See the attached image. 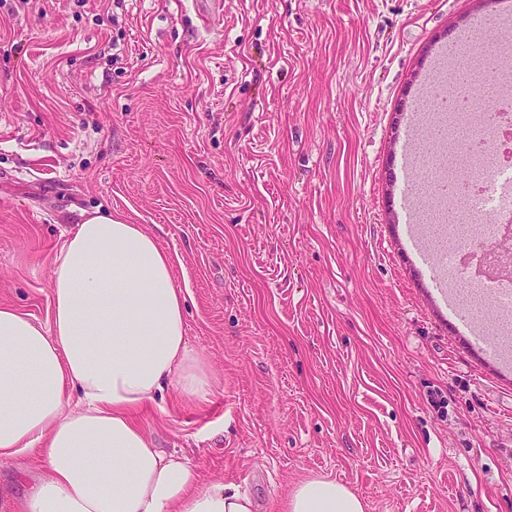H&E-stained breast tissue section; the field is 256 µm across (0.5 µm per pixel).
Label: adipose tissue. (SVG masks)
Wrapping results in <instances>:
<instances>
[{"instance_id": "obj_1", "label": "adipose tissue", "mask_w": 512, "mask_h": 512, "mask_svg": "<svg viewBox=\"0 0 512 512\" xmlns=\"http://www.w3.org/2000/svg\"><path fill=\"white\" fill-rule=\"evenodd\" d=\"M180 262L143 225L93 214L61 240L48 322L0 306V460L33 452L45 467L12 512H254L134 418L166 391L192 404L215 383L187 335ZM285 512L364 505L315 477L293 488Z\"/></svg>"}]
</instances>
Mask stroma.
<instances>
[{"label": "stroma", "mask_w": 512, "mask_h": 512, "mask_svg": "<svg viewBox=\"0 0 512 512\" xmlns=\"http://www.w3.org/2000/svg\"><path fill=\"white\" fill-rule=\"evenodd\" d=\"M486 4L0 0V304L47 322L64 232L144 225L216 376L139 413L161 447L257 512L315 476L365 512H512V375L432 301L395 160Z\"/></svg>", "instance_id": "35a3bbf8"}]
</instances>
